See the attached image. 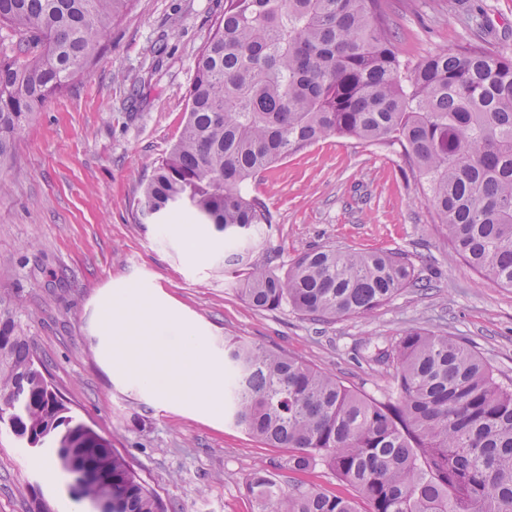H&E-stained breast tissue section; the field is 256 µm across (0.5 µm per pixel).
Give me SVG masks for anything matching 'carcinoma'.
<instances>
[{
	"label": "carcinoma",
	"mask_w": 512,
	"mask_h": 512,
	"mask_svg": "<svg viewBox=\"0 0 512 512\" xmlns=\"http://www.w3.org/2000/svg\"><path fill=\"white\" fill-rule=\"evenodd\" d=\"M131 0H0L16 38L0 56V161L28 117L99 58ZM187 118L155 166L140 214L183 207L224 233L227 262H248L272 216L248 184L273 164L337 135L397 141L448 241L477 273L512 288V56L470 45L404 64L383 0H224L200 48ZM413 279L399 253H302L280 277L249 266L244 300L312 320L370 315ZM19 305L0 301V418L26 448H55L62 468L95 476L79 497L112 512H165L111 442L84 433L34 363ZM395 372L379 398L330 373L237 338L224 340L227 418L293 454L325 463L353 498L283 491L253 474L257 512H512V386L453 336L412 329L374 345Z\"/></svg>",
	"instance_id": "obj_1"
}]
</instances>
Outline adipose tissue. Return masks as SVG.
Here are the masks:
<instances>
[{"instance_id":"obj_1","label":"adipose tissue","mask_w":512,"mask_h":512,"mask_svg":"<svg viewBox=\"0 0 512 512\" xmlns=\"http://www.w3.org/2000/svg\"><path fill=\"white\" fill-rule=\"evenodd\" d=\"M100 323L113 370L167 401L190 399L203 408L223 404V357L174 310L159 311L141 293L119 291L107 294ZM169 330L176 331V344L166 340Z\"/></svg>"}]
</instances>
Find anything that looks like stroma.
I'll return each mask as SVG.
<instances>
[{
	"label": "stroma",
	"instance_id": "35a3bbf8",
	"mask_svg": "<svg viewBox=\"0 0 512 512\" xmlns=\"http://www.w3.org/2000/svg\"><path fill=\"white\" fill-rule=\"evenodd\" d=\"M385 9L402 59L473 43L512 54V0H386ZM223 11L224 0H133L89 73L33 114L0 163V298L20 300L21 330L76 421L111 440L166 512H254L247 485L260 469L285 490L354 491L319 461L289 470L288 449L250 437L223 409L165 402L135 379L110 377L97 339L106 290L174 308L212 352L238 337L374 397L394 369L368 359L366 343L409 329L458 338L512 382V288L450 247L399 145L331 136L251 189L273 217L251 261L276 274L313 248L405 254L417 286L369 316L319 322L254 309L212 225L138 223L144 188L184 124L197 53ZM49 455L0 430V512H33L37 495L54 512L70 501L68 472L54 484L42 478Z\"/></svg>",
	"mask_w": 512,
	"mask_h": 512
}]
</instances>
